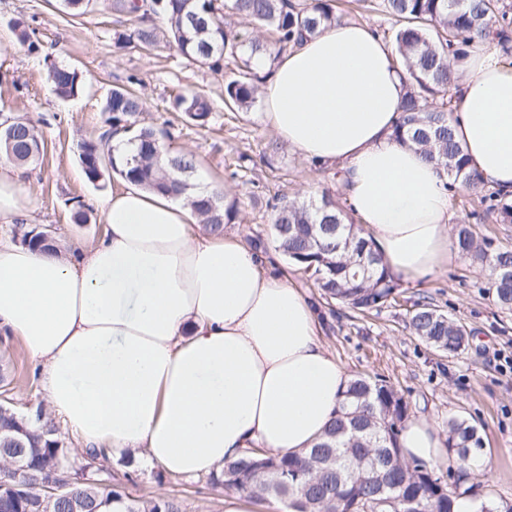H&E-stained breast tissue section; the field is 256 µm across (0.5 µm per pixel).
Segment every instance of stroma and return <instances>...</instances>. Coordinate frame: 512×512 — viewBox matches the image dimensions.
<instances>
[{
  "label": "stroma",
  "instance_id": "35a3bbf8",
  "mask_svg": "<svg viewBox=\"0 0 512 512\" xmlns=\"http://www.w3.org/2000/svg\"><path fill=\"white\" fill-rule=\"evenodd\" d=\"M20 26L32 31L33 44L18 40ZM132 26L129 16L113 11L112 0H90L78 15L66 13L59 0H0V117L30 121L45 146L34 164L21 169L30 212L20 221L0 222V241L17 245L25 231L45 226L53 227L55 241L67 247L89 245L102 236L96 202L119 187L120 179L107 170L99 181L89 182L79 145L100 141L108 132L105 100L113 88L128 85L143 99L135 127L174 128L172 149L192 152L198 159L196 187L210 183L238 200V216L226 225L225 234L247 243L258 238L269 247L274 204L314 201L325 194L343 202L336 166H313L284 144L264 156L277 136L264 120L262 102L243 112L222 110L224 82L236 71L234 62H224L217 71L189 64L163 33L149 48H115V32ZM52 62L82 74L83 90L77 97L54 93L47 78ZM197 92L217 107L204 128L186 123L172 109L174 95ZM449 198L454 215L478 236L512 248V224L497 223L491 216L473 218L479 204L471 191L459 187ZM81 204L89 220L77 224L73 213ZM278 267L311 301L319 302L321 342L348 375L386 377L413 413L438 428L452 417L474 424L488 460L473 477L474 488L489 498H512V312L497 306L487 268L456 258L431 278L403 282L395 302L363 315L324 300L297 266L283 260ZM418 300L460 321L469 335L466 351L440 352L411 333L407 311ZM0 378L9 389L5 404L17 413L28 414L30 406L43 403L41 366L17 339L0 336ZM108 468L113 488L121 493L142 499L177 494L186 512H224L230 493L208 477H175L158 467H141L128 456L111 460Z\"/></svg>",
  "mask_w": 512,
  "mask_h": 512
}]
</instances>
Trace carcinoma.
<instances>
[{"label":"carcinoma","mask_w":512,"mask_h":512,"mask_svg":"<svg viewBox=\"0 0 512 512\" xmlns=\"http://www.w3.org/2000/svg\"><path fill=\"white\" fill-rule=\"evenodd\" d=\"M333 0H115L120 13L136 18V25L117 33L115 45L155 44L153 16L167 20L169 43L190 64L216 68L221 61L241 62L237 74L224 83V108L247 111L256 101L260 77L253 71L259 58L274 60L264 40L244 39L226 26L231 14L256 29L275 32L278 50L294 47L337 22ZM362 7L399 23L392 39L403 59L406 92L392 136L418 148L424 159L448 178L445 187L461 186L480 196L483 214L499 224H512V200L494 191L485 193L479 175L456 142L448 121L454 72L449 59L461 60L465 47L496 31L501 48L512 50V3L509 0H360ZM48 80L63 98L78 96L83 83L79 72L53 64ZM136 91L116 87L107 97L104 111L111 128L129 131V119L142 111ZM173 108L187 122L204 127L215 104L206 95L194 93L174 98ZM168 133L142 127L128 139L121 157L103 152L98 143L79 145L87 178L96 182L108 167L125 181L148 190L181 196L196 171L198 159L189 151L173 152L165 143ZM42 139L29 122L17 119L0 129V158L17 164L37 161ZM200 223L214 234L235 222L238 200L223 192L186 197ZM272 235L278 251L313 279L321 295L348 308L367 313L384 308L396 298L400 277L384 264L362 228L349 221L333 199L283 203L273 206ZM459 253L474 264L492 271L495 300L512 311V250L493 247L478 239L469 224L455 230ZM409 326L421 341L448 354H459L468 345L463 326L430 303L415 302L408 310ZM409 403L386 379L357 375L343 392L336 417L312 447L295 455L265 452L226 463L210 477L216 484L235 488L250 498L270 503L280 501L293 512H454L457 492L448 490L440 476L425 463L408 460L399 446V435L409 418ZM12 414L0 413V448L18 462V468L0 482V504L9 512H185L176 497L142 500L96 480L81 481L74 452L56 437V421L39 413L36 425L26 434L17 432ZM448 452L459 466L462 455L475 457L483 447L478 428L465 419L452 417L447 424ZM71 474V496L48 503L35 487Z\"/></svg>","instance_id":"cac0c4a2"}]
</instances>
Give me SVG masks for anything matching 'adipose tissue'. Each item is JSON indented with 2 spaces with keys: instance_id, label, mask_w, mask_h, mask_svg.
I'll list each match as a JSON object with an SVG mask.
<instances>
[{
  "instance_id": "adipose-tissue-1",
  "label": "adipose tissue",
  "mask_w": 512,
  "mask_h": 512,
  "mask_svg": "<svg viewBox=\"0 0 512 512\" xmlns=\"http://www.w3.org/2000/svg\"><path fill=\"white\" fill-rule=\"evenodd\" d=\"M448 119L472 170L512 196V66L472 43ZM404 65L370 26L324 27L272 64L264 118L304 158L342 170L347 202L396 275L452 261L444 173L392 128ZM98 208L91 246L43 251L0 242V335L44 369L64 429L113 457L173 476L220 471L248 449L309 447L341 406L349 375L318 335L317 311L287 276L261 274L240 240L202 230L174 198L135 187ZM20 173L0 165V220L26 217ZM406 458L447 462L437 430L409 417Z\"/></svg>"
}]
</instances>
